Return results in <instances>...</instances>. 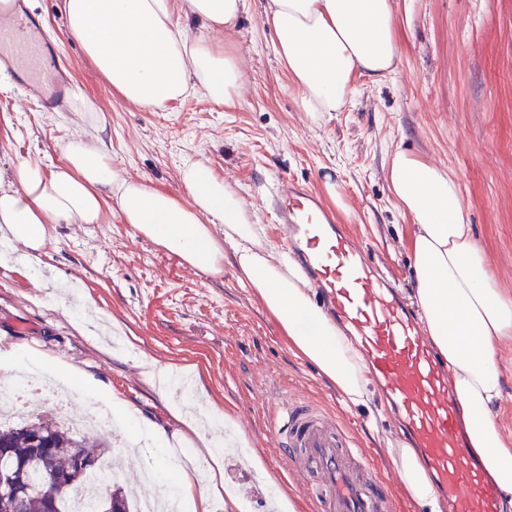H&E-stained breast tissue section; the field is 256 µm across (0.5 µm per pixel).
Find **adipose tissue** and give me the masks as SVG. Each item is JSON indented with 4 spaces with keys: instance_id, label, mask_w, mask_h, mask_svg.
Wrapping results in <instances>:
<instances>
[{
    "instance_id": "adipose-tissue-1",
    "label": "adipose tissue",
    "mask_w": 512,
    "mask_h": 512,
    "mask_svg": "<svg viewBox=\"0 0 512 512\" xmlns=\"http://www.w3.org/2000/svg\"><path fill=\"white\" fill-rule=\"evenodd\" d=\"M247 0H63L66 31L77 38L113 89L140 106L161 108L188 89L234 106L244 83L235 55L190 40L184 16L210 31L232 32ZM396 0H266L277 53L312 119L341 111L355 79L384 80L396 66ZM94 125L67 143L54 168L21 158L0 177V238L25 258L47 241L51 224H98L107 201L125 221L170 254L219 275L233 256L239 282L262 300L293 350L333 385L345 407L366 405L368 380L354 341L315 304L300 264L262 242L235 191L200 162L185 164V196L125 178ZM388 185L413 226V301L425 331L448 362L449 386L472 453L512 512V442L494 422L503 397L500 345L512 339V298L497 288L473 238L458 183L443 167L396 149ZM404 489L420 512H440L416 449L389 450Z\"/></svg>"
}]
</instances>
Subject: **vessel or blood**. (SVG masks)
<instances>
[{
    "label": "vessel or blood",
    "mask_w": 512,
    "mask_h": 512,
    "mask_svg": "<svg viewBox=\"0 0 512 512\" xmlns=\"http://www.w3.org/2000/svg\"><path fill=\"white\" fill-rule=\"evenodd\" d=\"M0 52L39 77L49 108L63 105L70 89L52 75L31 16L18 14L0 26ZM273 205L285 247L298 255L317 303L356 339L379 397L397 411L444 512H497V492L458 428L448 363L424 335L416 310L314 193L285 181ZM271 430L280 459L296 475L313 512H399L397 476L376 478L353 432L324 405L282 396L272 406Z\"/></svg>",
    "instance_id": "vessel-or-blood-1"
}]
</instances>
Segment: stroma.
<instances>
[{
    "label": "stroma",
    "instance_id": "obj_1",
    "mask_svg": "<svg viewBox=\"0 0 512 512\" xmlns=\"http://www.w3.org/2000/svg\"><path fill=\"white\" fill-rule=\"evenodd\" d=\"M263 0H247L232 35L183 21L189 39L234 53L245 84L234 107L201 93L162 108L131 104L64 30L61 0H14L35 17L49 52L73 89L65 111L47 109L24 74L0 72V169L30 157L52 167L63 147L84 137L86 102L104 122L103 138L125 177L183 194L184 162L209 165L250 206L267 244L283 232L268 203L279 180L304 184L331 205L326 182L339 188L338 224L368 251L404 295L414 285L410 220L393 200L386 171L394 148L446 168L457 179L471 232L494 280L512 297V0H398L401 53L395 73L360 77L342 111L312 122L289 85ZM0 239V349L39 355L72 391V407L122 404L131 412L119 431L138 440V465L123 452L112 462L125 486L150 492L146 468L162 479L174 467L146 430L183 433L203 481L221 479L209 512L226 498L252 512H309L269 429L270 406L286 393L326 405L351 424L374 473L391 470L369 424L402 442L390 405L342 406L335 389L295 353L263 304L236 278L233 257L213 277L168 254L125 224L115 202L100 224H51L36 259ZM186 377L191 390L170 392L150 379L153 367ZM225 415L209 418L211 408ZM291 494L283 500L281 491Z\"/></svg>",
    "mask_w": 512,
    "mask_h": 512
}]
</instances>
